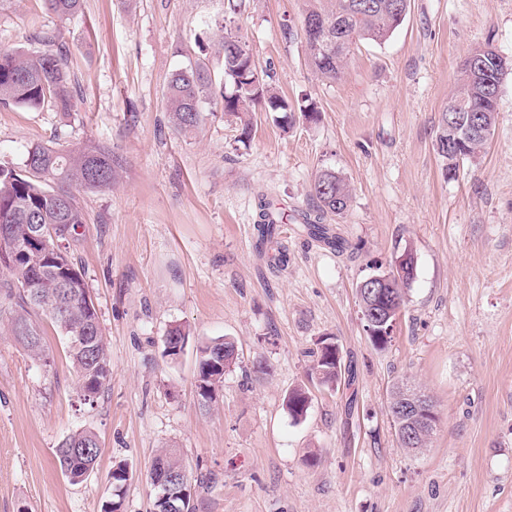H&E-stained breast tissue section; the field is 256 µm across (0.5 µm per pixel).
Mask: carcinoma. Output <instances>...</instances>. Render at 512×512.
Wrapping results in <instances>:
<instances>
[{
	"label": "carcinoma",
	"mask_w": 512,
	"mask_h": 512,
	"mask_svg": "<svg viewBox=\"0 0 512 512\" xmlns=\"http://www.w3.org/2000/svg\"><path fill=\"white\" fill-rule=\"evenodd\" d=\"M47 8L60 18L79 12L83 0H44ZM409 0H325L309 9L305 18H321L327 24L323 38L347 37V46L336 56L322 53L321 46L306 41L312 68L323 78L338 79L352 48L367 40L386 41L408 13ZM248 50L243 38L225 30L219 52L224 60L223 79L215 84L204 67L176 71L163 98L169 119L178 132L191 133L201 126L204 104L221 100L224 113L234 116L249 112H266L274 120L288 126L295 121V112L315 120L319 111L310 102L297 108L275 93L260 78L253 55L238 59L235 53ZM483 68L472 71L467 61L460 66V79L440 114L434 149L442 171L449 178L457 176L459 167L451 164L452 155L460 153L473 159L493 136L499 112V99L508 63L491 45L478 46ZM68 51L58 46L54 51L29 55L0 47V109L22 108L40 110L54 106L62 112L71 108V90L67 73ZM112 183V153L98 150L78 153L36 144L27 151L20 170L0 166V321H7L11 336L17 330L25 337L17 343L34 360L46 364L49 353L44 347V330L38 316L48 318L66 341L67 355L77 378L78 393L92 402L112 378L111 360L100 328L93 302L86 299L87 288L79 270L60 240L76 239L77 228L84 223L83 211L76 191L95 190ZM316 216L303 217L310 237L321 239L338 251L347 243L330 233L323 223L327 215L341 216L349 207L351 193L345 178L329 170L321 171L312 185ZM257 231L262 241L271 240L282 216L264 205ZM45 230L47 242L30 247L29 237L34 225ZM406 261L387 273L383 298L376 299L375 308L392 311L396 319L404 303L408 287L414 280L412 253L405 252ZM76 336H91L93 342L81 348L73 344ZM234 342L224 336L213 338L197 348V372L201 383L196 385L200 404L213 401L216 390L224 382V370L211 363L221 357ZM313 374L319 383L334 388L342 378L341 359L332 357L324 343L317 348ZM310 400L303 388L288 393L286 408L296 420L307 414ZM100 454L97 435L90 429L74 431L64 437L56 449L61 472L72 484L87 479ZM124 477L115 479L111 499L103 512L123 508L122 489L129 479L126 465L118 464Z\"/></svg>",
	"instance_id": "obj_1"
}]
</instances>
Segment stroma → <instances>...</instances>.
Masks as SVG:
<instances>
[{"label":"stroma","mask_w":512,"mask_h":512,"mask_svg":"<svg viewBox=\"0 0 512 512\" xmlns=\"http://www.w3.org/2000/svg\"><path fill=\"white\" fill-rule=\"evenodd\" d=\"M310 0H83L61 20L44 0H0V47L69 51L73 106L0 109V164L28 149L109 148V187L80 193L85 222L70 255L97 311L112 379L80 400L60 332L46 326L50 365L33 362L0 324V512H102L115 463L133 472L124 512H150L147 472L160 449L183 458L195 512H512V72L493 137L456 178L433 143L462 59L492 45L512 60V0H410L381 44L354 46L339 80L310 67L302 21ZM248 42L266 83L320 118L285 129L240 122L205 104L178 133L163 94L172 73L202 61L221 76L224 26ZM339 172L348 211L332 217L335 252L296 220L319 170ZM284 215L260 246L259 202ZM415 278L386 348L364 330L356 286L404 251ZM191 331L182 358L163 357L170 326ZM226 336L238 358L210 409L197 401L196 345ZM330 336L353 384L311 373ZM408 381L440 421L422 453L400 447L387 403ZM308 390L299 421L285 398ZM92 429L96 469L71 484L56 464L63 438Z\"/></svg>","instance_id":"stroma-1"}]
</instances>
